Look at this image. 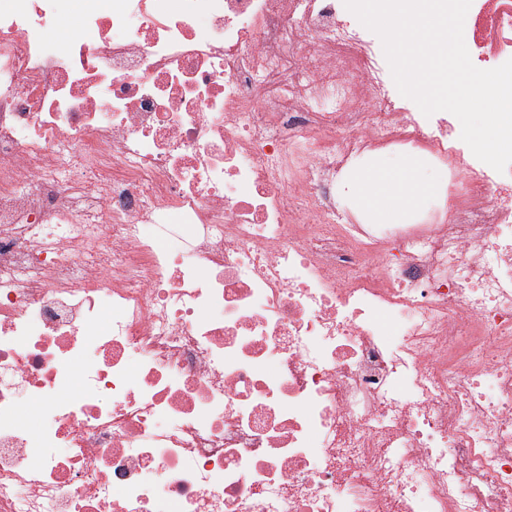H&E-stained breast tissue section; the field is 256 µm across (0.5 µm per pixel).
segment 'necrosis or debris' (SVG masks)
Returning <instances> with one entry per match:
<instances>
[{"label":"necrosis or debris","mask_w":512,"mask_h":512,"mask_svg":"<svg viewBox=\"0 0 512 512\" xmlns=\"http://www.w3.org/2000/svg\"><path fill=\"white\" fill-rule=\"evenodd\" d=\"M350 17L0 0V512H512V165ZM407 151L409 222L345 204Z\"/></svg>","instance_id":"obj_1"}]
</instances>
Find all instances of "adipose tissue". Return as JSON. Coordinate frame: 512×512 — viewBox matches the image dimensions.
I'll return each mask as SVG.
<instances>
[{"label": "adipose tissue", "mask_w": 512, "mask_h": 512, "mask_svg": "<svg viewBox=\"0 0 512 512\" xmlns=\"http://www.w3.org/2000/svg\"><path fill=\"white\" fill-rule=\"evenodd\" d=\"M416 158H408L392 170H379L369 178L356 180L361 202L382 221H392L406 215L431 189L420 175Z\"/></svg>", "instance_id": "obj_1"}]
</instances>
